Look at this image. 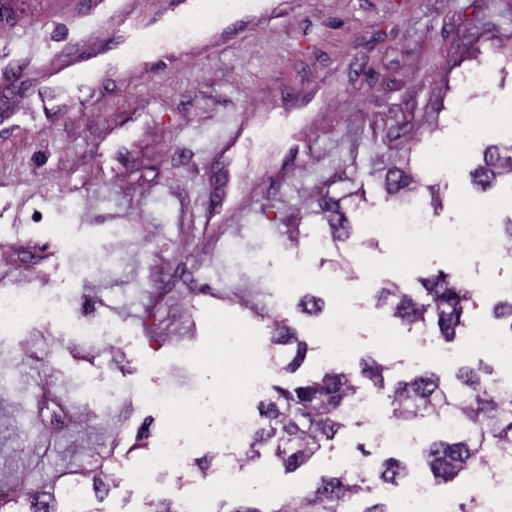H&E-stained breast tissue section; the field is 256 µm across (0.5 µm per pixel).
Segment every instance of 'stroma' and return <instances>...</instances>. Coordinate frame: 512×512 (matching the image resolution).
Wrapping results in <instances>:
<instances>
[{
    "label": "stroma",
    "mask_w": 512,
    "mask_h": 512,
    "mask_svg": "<svg viewBox=\"0 0 512 512\" xmlns=\"http://www.w3.org/2000/svg\"><path fill=\"white\" fill-rule=\"evenodd\" d=\"M97 0H0V77L81 47L100 15ZM472 98L462 93L486 59ZM512 95V0H288L279 11L205 52L185 56L99 100L45 123L0 134V290L43 292L84 325L44 315L0 332V491L23 512L22 490L112 472L147 458L140 437L163 431L139 384L166 395L195 392L198 374L178 353L204 339L214 307L269 336L273 319L308 325L295 300H280L267 245L344 286L363 285L332 264L333 243L314 213L347 197L357 238L363 218L395 209L381 187L391 166L411 160L413 196L432 226L456 223L454 181L424 170V151L463 121L471 100ZM65 224L69 235L53 236ZM299 229L298 247L289 244ZM95 240L98 251L73 243ZM319 243L309 255L311 243ZM156 368L145 370L144 359ZM379 439L348 426L346 447L297 473L262 483L267 463L239 469L242 445L199 449L205 477L161 472L139 490L114 480L98 512H143L149 499L185 500L199 482L216 487L207 508L240 505L236 484L254 483L252 505L297 495L358 458L404 457L385 394H377Z\"/></svg>",
    "instance_id": "1"
}]
</instances>
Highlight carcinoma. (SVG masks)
<instances>
[{"mask_svg":"<svg viewBox=\"0 0 512 512\" xmlns=\"http://www.w3.org/2000/svg\"><path fill=\"white\" fill-rule=\"evenodd\" d=\"M505 178L512 181V138L486 144L482 163L471 173L472 184L482 192ZM417 182V175L407 166L394 167L382 177L384 191L393 196ZM315 215L327 224L334 244L344 245L351 239L353 227L341 202H324ZM417 283L416 288L381 283L372 294L374 307L387 311L391 319L409 329L431 334L445 347L458 332L471 327L476 291L445 271L420 276ZM296 308L314 318L323 311V301L309 294ZM491 316L508 321L512 333V295L497 301ZM269 347L275 362L283 349H288V362L282 369L289 374L304 364L309 351L305 336L289 322L277 319L270 325ZM392 368L370 357L359 361L356 372L344 363H329L300 382L290 380L286 386L275 387L274 395L255 404L256 415L238 463L266 457L272 467L289 474L302 469L314 456L339 447L340 433L352 417L355 403L368 397L356 381L359 377L375 392L388 391L392 417L403 424L455 415L456 424L448 429L451 439H437L423 446L417 466L426 468L439 483L468 489L469 506L456 503L455 512H481L479 498L468 487V480L494 455L512 452V382L501 376L490 377V371L478 360L460 368L456 389L432 372L404 376L389 386L386 374ZM408 470L409 464L397 458L378 464L363 451L356 469L323 475L297 496L271 501L264 509L239 505L229 512H391L379 502L354 510L346 505L375 492L381 483H397ZM23 495L28 512H40V505L47 501L54 506L52 512H58L59 500L53 489L37 488ZM145 512H185V508L175 497L149 499Z\"/></svg>","mask_w":512,"mask_h":512,"instance_id":"carcinoma-1","label":"carcinoma"}]
</instances>
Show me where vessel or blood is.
Instances as JSON below:
<instances>
[{"mask_svg": "<svg viewBox=\"0 0 512 512\" xmlns=\"http://www.w3.org/2000/svg\"><path fill=\"white\" fill-rule=\"evenodd\" d=\"M179 9L145 21L132 0H113L104 20L111 27L110 64H102L100 47L61 51L37 67L17 66L15 84L0 87V128H14L19 118L36 119L69 111L76 103L94 98L105 80L121 81L143 58L172 57L184 44L206 30L233 27L254 12L266 9V0H179Z\"/></svg>", "mask_w": 512, "mask_h": 512, "instance_id": "1", "label": "vessel or blood"}]
</instances>
